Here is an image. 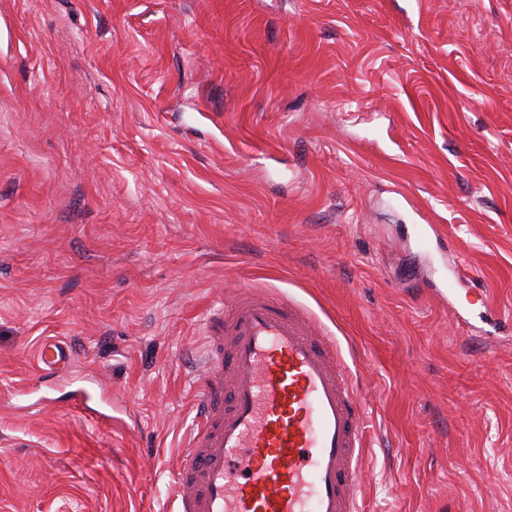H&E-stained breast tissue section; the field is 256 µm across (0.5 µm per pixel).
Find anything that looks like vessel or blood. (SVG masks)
<instances>
[{
  "instance_id": "vessel-or-blood-1",
  "label": "vessel or blood",
  "mask_w": 512,
  "mask_h": 512,
  "mask_svg": "<svg viewBox=\"0 0 512 512\" xmlns=\"http://www.w3.org/2000/svg\"><path fill=\"white\" fill-rule=\"evenodd\" d=\"M195 424L175 483L179 512H358L363 408L336 346L300 306L243 293L206 319ZM46 373L63 343L41 344Z\"/></svg>"
}]
</instances>
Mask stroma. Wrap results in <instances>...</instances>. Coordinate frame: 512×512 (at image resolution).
<instances>
[{"mask_svg": "<svg viewBox=\"0 0 512 512\" xmlns=\"http://www.w3.org/2000/svg\"><path fill=\"white\" fill-rule=\"evenodd\" d=\"M245 289L334 336L361 512H512V0H0V512H177ZM38 363L45 373H65L72 363V352L60 341H44L38 351Z\"/></svg>", "mask_w": 512, "mask_h": 512, "instance_id": "1", "label": "stroma"}]
</instances>
